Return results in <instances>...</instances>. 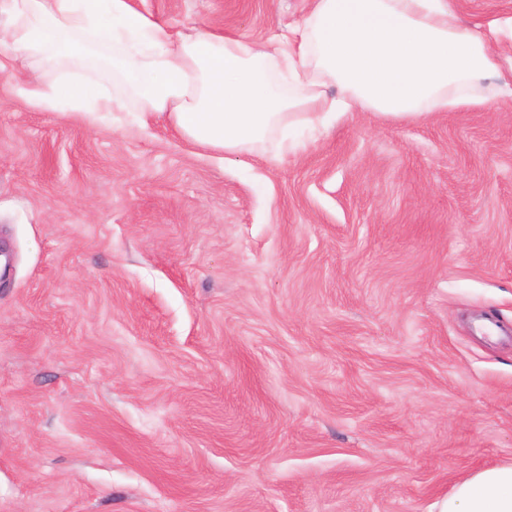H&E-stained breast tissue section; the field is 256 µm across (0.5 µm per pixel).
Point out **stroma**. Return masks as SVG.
<instances>
[{"label":"stroma","mask_w":512,"mask_h":512,"mask_svg":"<svg viewBox=\"0 0 512 512\" xmlns=\"http://www.w3.org/2000/svg\"><path fill=\"white\" fill-rule=\"evenodd\" d=\"M264 43L307 0H133ZM0 54V512H438L512 463V68L223 158Z\"/></svg>","instance_id":"stroma-1"}]
</instances>
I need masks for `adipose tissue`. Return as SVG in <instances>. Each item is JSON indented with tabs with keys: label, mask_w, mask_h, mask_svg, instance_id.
<instances>
[{
	"label": "adipose tissue",
	"mask_w": 512,
	"mask_h": 512,
	"mask_svg": "<svg viewBox=\"0 0 512 512\" xmlns=\"http://www.w3.org/2000/svg\"><path fill=\"white\" fill-rule=\"evenodd\" d=\"M512 16L468 28L453 0H310L267 45L195 28L170 33L133 0H0V51L20 68L96 70L108 60L122 94L92 79L35 81L20 93L47 112L134 110L224 156L336 116L416 121L483 105L499 75ZM335 86L336 95L325 93ZM439 512H512V464L476 471Z\"/></svg>",
	"instance_id": "obj_1"
}]
</instances>
